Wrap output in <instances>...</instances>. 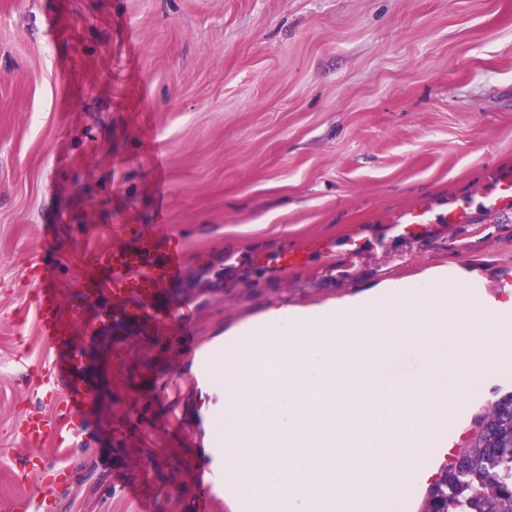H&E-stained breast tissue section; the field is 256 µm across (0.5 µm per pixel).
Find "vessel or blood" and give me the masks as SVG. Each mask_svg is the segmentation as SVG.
<instances>
[{
	"mask_svg": "<svg viewBox=\"0 0 512 512\" xmlns=\"http://www.w3.org/2000/svg\"><path fill=\"white\" fill-rule=\"evenodd\" d=\"M185 264L186 253L181 241L170 233L167 225L156 224L129 244L84 250L69 285L89 299L102 295L109 298L101 335L102 341L107 343L128 327L145 334L155 333L164 320L172 317L170 288L182 275ZM29 269L36 286L38 332L54 351L52 363L36 383L38 393L50 404L51 410L27 414L18 433L29 444L49 441L65 452L82 436L83 412L95 395L93 381L84 374L85 354L76 341L82 313L75 308H65L49 264L33 260ZM492 358L494 382L500 390H512V350L498 349ZM452 400L449 415L434 421L437 430L453 432L455 420L467 415L474 401L470 385L457 386ZM228 478L223 461H211L205 484L207 493L223 499L226 512H261L262 499L258 496L242 504L224 500Z\"/></svg>",
	"mask_w": 512,
	"mask_h": 512,
	"instance_id": "vessel-or-blood-1",
	"label": "vessel or blood"
}]
</instances>
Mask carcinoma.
Wrapping results in <instances>:
<instances>
[{
  "mask_svg": "<svg viewBox=\"0 0 512 512\" xmlns=\"http://www.w3.org/2000/svg\"><path fill=\"white\" fill-rule=\"evenodd\" d=\"M422 512H512V393L475 418Z\"/></svg>",
  "mask_w": 512,
  "mask_h": 512,
  "instance_id": "cac0c4a2",
  "label": "carcinoma"
}]
</instances>
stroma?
Instances as JSON below:
<instances>
[{
  "mask_svg": "<svg viewBox=\"0 0 512 512\" xmlns=\"http://www.w3.org/2000/svg\"><path fill=\"white\" fill-rule=\"evenodd\" d=\"M512 0H0V496L45 512H224L199 474L217 395L181 328L101 342L79 255L168 225L199 346L287 306L459 267L512 285ZM424 224L407 225L413 210ZM301 249L280 271L270 259ZM53 259L96 396L68 454L22 445L53 353L29 260ZM133 487L138 497L121 495Z\"/></svg>",
  "mask_w": 512,
  "mask_h": 512,
  "instance_id": "stroma-1",
  "label": "stroma"
}]
</instances>
